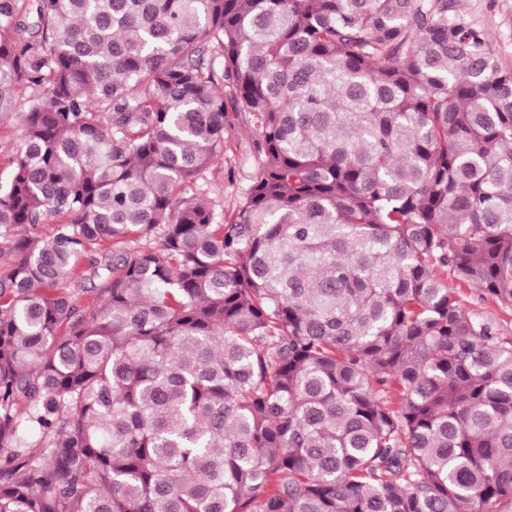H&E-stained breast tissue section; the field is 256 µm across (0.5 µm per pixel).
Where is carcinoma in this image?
Wrapping results in <instances>:
<instances>
[{"label":"carcinoma","instance_id":"carcinoma-1","mask_svg":"<svg viewBox=\"0 0 512 512\" xmlns=\"http://www.w3.org/2000/svg\"><path fill=\"white\" fill-rule=\"evenodd\" d=\"M451 7L0 0V238L57 218L0 250V512H512L452 285L512 305V69ZM23 121L24 112L20 108L0 116V177L6 176L12 167L11 157ZM251 130L241 120L235 121L234 129L224 140V156L206 173L203 189L219 210L231 212L239 192L249 183L254 173V160L250 155Z\"/></svg>","mask_w":512,"mask_h":512}]
</instances>
